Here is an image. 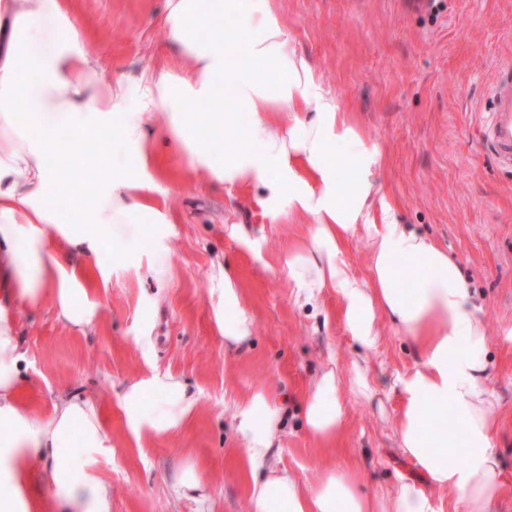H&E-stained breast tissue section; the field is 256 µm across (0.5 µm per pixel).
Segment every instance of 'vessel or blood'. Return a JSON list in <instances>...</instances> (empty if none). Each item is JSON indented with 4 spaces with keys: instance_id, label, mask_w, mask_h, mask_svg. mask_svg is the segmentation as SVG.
<instances>
[{
    "instance_id": "b4317fda",
    "label": "vessel or blood",
    "mask_w": 512,
    "mask_h": 512,
    "mask_svg": "<svg viewBox=\"0 0 512 512\" xmlns=\"http://www.w3.org/2000/svg\"><path fill=\"white\" fill-rule=\"evenodd\" d=\"M481 139L494 163L512 169V60L501 64L483 118Z\"/></svg>"
}]
</instances>
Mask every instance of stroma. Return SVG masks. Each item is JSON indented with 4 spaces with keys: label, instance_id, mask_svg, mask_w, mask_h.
<instances>
[{
    "label": "stroma",
    "instance_id": "35a3bbf8",
    "mask_svg": "<svg viewBox=\"0 0 512 512\" xmlns=\"http://www.w3.org/2000/svg\"><path fill=\"white\" fill-rule=\"evenodd\" d=\"M87 51L103 56L107 83L153 66L167 50L165 0H68ZM290 41L326 89L353 113L379 153V200L399 223L430 237L472 283L487 338L485 382L495 398V448L505 487L497 512H512V171L484 151L479 126L502 61L512 57V0H273ZM154 177L165 221L149 224L137 246L106 239L81 266L76 303L91 321L59 319L56 302H16L22 355L21 408L48 413L61 394L79 393L112 434L110 451L88 471L112 489V512H252L253 473L234 427L236 403L268 391L287 416L279 466L305 485L333 469L357 472L359 490L387 494L399 480L421 483L435 512H467L465 501L425 481L402 453L394 421L398 376L417 359L411 341L389 322L370 351L351 338L344 300L333 288L296 300L281 258L301 248L310 218L286 201L266 202L263 187L225 186L191 171L176 150L158 146ZM166 254L167 273L148 265ZM232 268L253 336L228 349L214 309ZM370 370L373 399L347 395L335 442L308 435L303 392L328 367L348 380ZM154 373L179 377L198 395L180 429L130 437L120 398ZM195 466L200 494H182L180 471Z\"/></svg>",
    "mask_w": 512,
    "mask_h": 512
}]
</instances>
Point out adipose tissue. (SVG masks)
Here are the masks:
<instances>
[{
  "label": "adipose tissue",
  "instance_id": "1",
  "mask_svg": "<svg viewBox=\"0 0 512 512\" xmlns=\"http://www.w3.org/2000/svg\"><path fill=\"white\" fill-rule=\"evenodd\" d=\"M67 0H0V263L14 270L12 292L29 304L55 296L58 314L79 325L84 314L71 297L76 273L70 251L96 253L101 232L141 238L143 216L156 215L146 153L147 126L164 113V141L187 153L192 170L234 187L259 184L270 200L312 217L314 230L281 267L304 300L325 288L344 298L353 340L374 349L379 318L403 330L419 350L414 368L395 382L401 406L395 420L399 447L440 490L464 497L468 512H492L504 490L496 473L494 398L483 381L487 347L471 287L457 263L426 236L400 224L390 208H376L375 151L336 96L291 44L271 0H167L162 24L176 53L132 80L101 83L100 56L83 48ZM230 100L253 119L232 146L228 124L216 115L198 132L190 105ZM27 123L19 125L17 112ZM120 138H113V131ZM98 139L104 164L76 155L62 132ZM93 171L95 189H62L57 164ZM80 210L63 244L44 249L43 227ZM369 236L368 281L350 276L340 246L358 230ZM215 321L226 347L243 346L253 321L232 275H225ZM14 316L0 304V512H29L25 476L48 486L65 512H112V492L70 457L71 435L96 452L110 447L95 408L76 394L60 396L51 411L32 417L19 409L22 375ZM368 396L365 370L349 388L325 370L303 395L309 435L335 441L347 416L343 394ZM154 396L145 407L146 396ZM197 395L171 374L132 382L121 399L134 435L180 428ZM235 428L248 461L262 474L252 488L254 512H433L426 492L400 481L382 497L359 492L353 474L329 472L304 488L271 462L281 438V410L263 390L235 406ZM460 456L449 463L448 454Z\"/></svg>",
  "mask_w": 512,
  "mask_h": 512
}]
</instances>
